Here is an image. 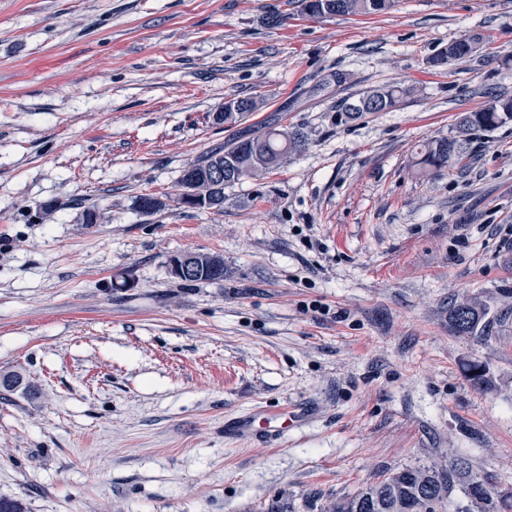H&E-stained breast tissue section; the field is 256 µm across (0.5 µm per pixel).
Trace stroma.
Listing matches in <instances>:
<instances>
[{
	"label": "stroma",
	"instance_id": "stroma-1",
	"mask_svg": "<svg viewBox=\"0 0 512 512\" xmlns=\"http://www.w3.org/2000/svg\"><path fill=\"white\" fill-rule=\"evenodd\" d=\"M473 57L430 67L462 35ZM347 74L337 82V74ZM420 92L350 123L341 102ZM512 97V0H0V498L27 512H333L404 466L467 455L512 491V122L418 174L459 113ZM259 108L214 121L226 100ZM301 132L222 207L185 168ZM162 196V210L138 207ZM104 214L81 223L84 210ZM224 259L186 284L172 256ZM479 296L490 337L448 329ZM491 386L475 391L469 363ZM309 409L278 444L226 428ZM301 12L317 17L325 16L324 4L334 7L332 15H377L395 6L394 0H299Z\"/></svg>",
	"mask_w": 512,
	"mask_h": 512
}]
</instances>
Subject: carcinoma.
<instances>
[{
  "label": "carcinoma",
  "instance_id": "carcinoma-1",
  "mask_svg": "<svg viewBox=\"0 0 512 512\" xmlns=\"http://www.w3.org/2000/svg\"><path fill=\"white\" fill-rule=\"evenodd\" d=\"M305 15L324 16V4L334 7L335 15H377L394 7V0H299ZM482 44L478 35L464 36L448 43L434 55L430 64L442 67L452 60L474 56ZM381 99L380 111L389 112L415 93V87L401 83L384 85L375 90ZM365 97L347 101L342 112L344 122L356 121L369 112ZM257 110L249 98L224 103V122L235 123ZM512 122V98L495 97L483 107L458 115L453 133L434 140L421 151L418 162L426 174H436L460 165L467 157L468 146L477 131H491ZM305 146L304 135L298 131L281 133L267 130L251 139L237 142L226 150H218L193 165L198 176H204L208 164L217 157L233 162L236 175L227 179L233 185L260 177L279 164L290 151ZM489 305L479 298H470L454 305L448 315L450 330L460 336L486 334ZM467 377L471 387L484 391L489 387L485 365L473 362ZM512 512V495L499 493L488 477L477 472L469 458L455 456L445 467L406 466L388 474L381 481L336 503L334 512Z\"/></svg>",
  "mask_w": 512,
  "mask_h": 512
}]
</instances>
